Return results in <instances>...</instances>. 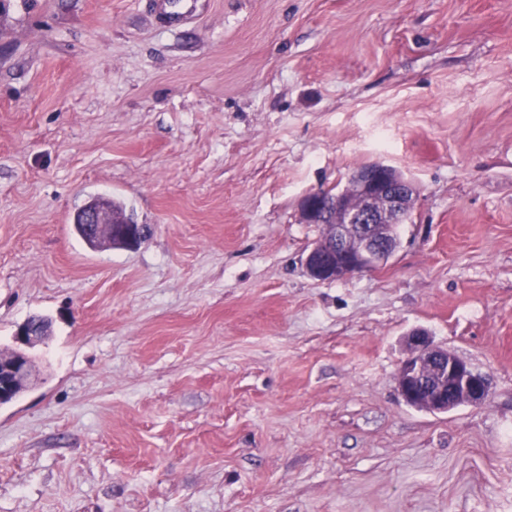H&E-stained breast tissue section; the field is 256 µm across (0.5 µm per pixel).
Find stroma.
Segmentation results:
<instances>
[{"label":"stroma","instance_id":"obj_1","mask_svg":"<svg viewBox=\"0 0 512 512\" xmlns=\"http://www.w3.org/2000/svg\"><path fill=\"white\" fill-rule=\"evenodd\" d=\"M374 160L399 250L310 279L301 198ZM32 317L0 512H512V0H0V354ZM416 328L485 404L402 401ZM74 224L97 238L105 233L110 242L125 248H136L143 240L142 224H138L132 215L126 220L121 219L104 201L96 200L87 204L77 214ZM47 330L31 318L20 324L14 334L15 342L22 346H32L46 335Z\"/></svg>","mask_w":512,"mask_h":512}]
</instances>
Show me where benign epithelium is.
<instances>
[{"label": "benign epithelium", "mask_w": 512, "mask_h": 512, "mask_svg": "<svg viewBox=\"0 0 512 512\" xmlns=\"http://www.w3.org/2000/svg\"><path fill=\"white\" fill-rule=\"evenodd\" d=\"M417 188L396 166L373 161L354 170L344 190L328 198L318 191L299 203L302 224H321L323 235L306 253L307 276L319 282L348 279L386 265L399 248L394 229L409 221ZM75 224L93 236L135 248L143 240L141 225L130 216L123 220L104 201L87 204ZM46 335L39 321L28 319L15 332V342L32 346ZM396 383L409 406L432 413H448L462 404L481 405L489 397L488 378L456 354L436 345L424 329L406 339ZM31 362L21 350L0 355V405L15 400L29 384Z\"/></svg>", "instance_id": "obj_1"}]
</instances>
